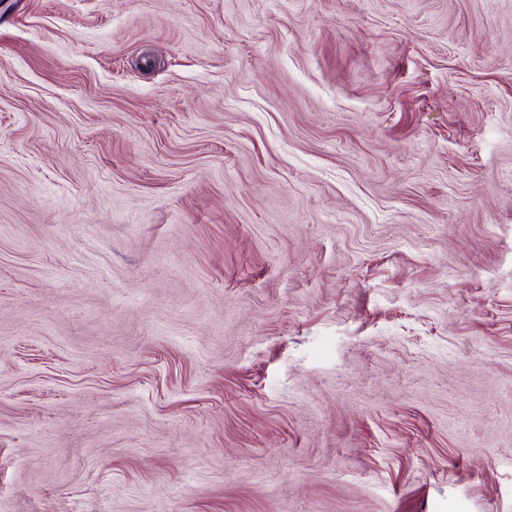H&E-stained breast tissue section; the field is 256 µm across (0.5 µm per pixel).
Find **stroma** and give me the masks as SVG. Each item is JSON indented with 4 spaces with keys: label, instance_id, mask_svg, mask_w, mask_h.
<instances>
[{
    "label": "stroma",
    "instance_id": "1",
    "mask_svg": "<svg viewBox=\"0 0 512 512\" xmlns=\"http://www.w3.org/2000/svg\"><path fill=\"white\" fill-rule=\"evenodd\" d=\"M0 512H512V0H0Z\"/></svg>",
    "mask_w": 512,
    "mask_h": 512
}]
</instances>
